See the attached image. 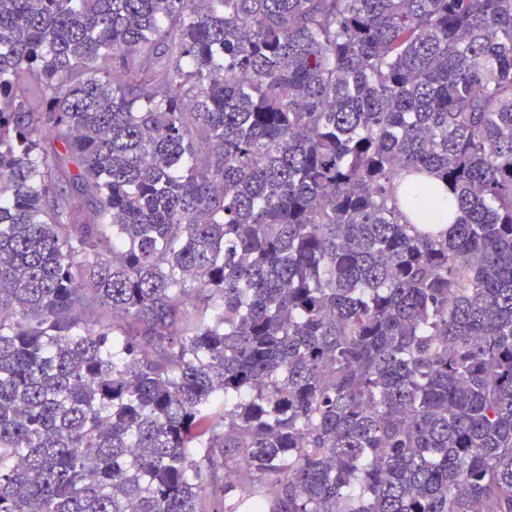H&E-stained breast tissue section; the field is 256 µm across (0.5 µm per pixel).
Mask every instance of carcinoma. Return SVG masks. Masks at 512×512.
Here are the masks:
<instances>
[{
    "label": "carcinoma",
    "instance_id": "1",
    "mask_svg": "<svg viewBox=\"0 0 512 512\" xmlns=\"http://www.w3.org/2000/svg\"><path fill=\"white\" fill-rule=\"evenodd\" d=\"M243 505L512 512V0H0V512Z\"/></svg>",
    "mask_w": 512,
    "mask_h": 512
}]
</instances>
